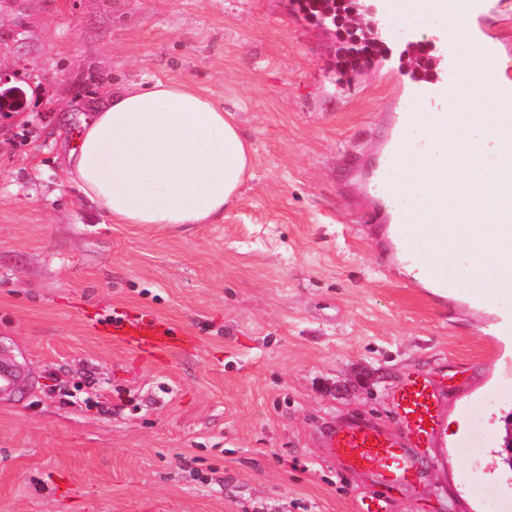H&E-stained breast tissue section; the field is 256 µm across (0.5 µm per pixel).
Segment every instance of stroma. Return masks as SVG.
Wrapping results in <instances>:
<instances>
[{"instance_id":"stroma-1","label":"stroma","mask_w":512,"mask_h":512,"mask_svg":"<svg viewBox=\"0 0 512 512\" xmlns=\"http://www.w3.org/2000/svg\"><path fill=\"white\" fill-rule=\"evenodd\" d=\"M391 52L336 70L344 42L289 0H0V512H360L378 491L329 446L413 372L444 392L447 440L411 449L381 512H512L496 464L512 414V291L400 266L371 191L411 180L429 135L404 37L445 18L396 0ZM186 82L233 112L254 162L218 224H117L64 178L108 87ZM410 145L381 166L405 114ZM159 317L191 336L149 356L108 334ZM100 405L87 407L85 394Z\"/></svg>"}]
</instances>
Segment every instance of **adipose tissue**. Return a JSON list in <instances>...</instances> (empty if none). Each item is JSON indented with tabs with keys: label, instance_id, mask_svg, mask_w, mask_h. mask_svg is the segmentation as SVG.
<instances>
[{
	"label": "adipose tissue",
	"instance_id": "adipose-tissue-1",
	"mask_svg": "<svg viewBox=\"0 0 512 512\" xmlns=\"http://www.w3.org/2000/svg\"><path fill=\"white\" fill-rule=\"evenodd\" d=\"M465 65L469 82L448 109L462 117L478 112L474 90L486 87L482 58ZM500 132L488 116L482 135L456 142L453 154L423 159L418 179L453 167L464 156L484 181L483 223L512 211L501 188L503 165L488 163L487 143ZM253 154L233 113L179 82L117 87L91 108L69 154L65 178L119 224H214L238 199Z\"/></svg>",
	"mask_w": 512,
	"mask_h": 512
}]
</instances>
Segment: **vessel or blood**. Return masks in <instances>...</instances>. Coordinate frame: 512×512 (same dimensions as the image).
<instances>
[{"instance_id": "b4317fda", "label": "vessel or blood", "mask_w": 512, "mask_h": 512, "mask_svg": "<svg viewBox=\"0 0 512 512\" xmlns=\"http://www.w3.org/2000/svg\"><path fill=\"white\" fill-rule=\"evenodd\" d=\"M427 6L434 14L446 18H461L464 21V39L469 45L479 46L482 57L493 56L497 51L495 41L482 30V22L492 9V0H408L409 8ZM461 65L449 60L439 75L429 79L420 93L423 104L430 109V120L438 128H453L457 137L477 135L482 124L481 118L461 122L459 117L449 113L448 102L462 88L459 81ZM436 198L442 199L443 207L434 212L437 224L447 225V205L463 197L472 204H479L482 198L480 187L463 182L455 170H447L438 178ZM404 239L408 241L407 255L420 262L422 275L436 288L446 289L453 283L452 273L447 267H429L421 262L419 244L414 241L415 229L405 224L401 227ZM499 236L505 248L500 252L501 260L512 258V213L500 216L491 226L477 225L471 228L467 240L479 242L485 233ZM112 338L127 347L140 351H164L181 341L182 336L166 321L122 320L113 322L109 331ZM439 396L430 389L420 376L408 377L392 395V413L400 425L399 432L389 433L364 421H354L332 432L331 444L338 448L343 465L353 471L374 473L379 484L392 489L410 484L413 463L407 451L437 439L439 430Z\"/></svg>"}]
</instances>
